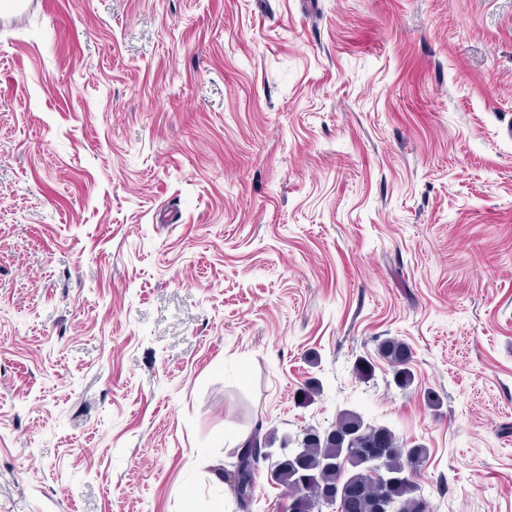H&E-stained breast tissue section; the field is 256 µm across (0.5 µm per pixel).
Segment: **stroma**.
<instances>
[{
  "instance_id": "obj_1",
  "label": "stroma",
  "mask_w": 512,
  "mask_h": 512,
  "mask_svg": "<svg viewBox=\"0 0 512 512\" xmlns=\"http://www.w3.org/2000/svg\"><path fill=\"white\" fill-rule=\"evenodd\" d=\"M343 409L512 512V0L0 8V512H239ZM378 352L392 368L395 384L402 389L410 387L414 381L410 348L396 338H386L378 344ZM276 441L275 431H269L261 434V427H255L247 440L233 452L237 459L235 468H238L237 488L234 490V496L239 509H247L252 498L255 476L260 467L266 460L264 451L266 448H272Z\"/></svg>"
}]
</instances>
